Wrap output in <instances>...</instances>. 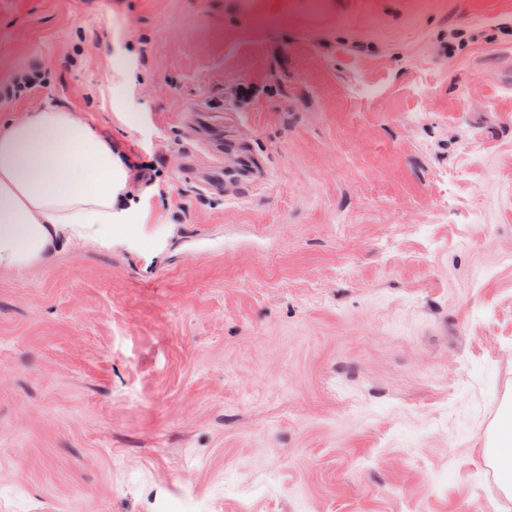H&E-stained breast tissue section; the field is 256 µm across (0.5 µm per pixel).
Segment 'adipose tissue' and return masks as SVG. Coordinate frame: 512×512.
Listing matches in <instances>:
<instances>
[{"label":"adipose tissue","mask_w":512,"mask_h":512,"mask_svg":"<svg viewBox=\"0 0 512 512\" xmlns=\"http://www.w3.org/2000/svg\"><path fill=\"white\" fill-rule=\"evenodd\" d=\"M140 207L121 152L76 113L47 104L0 120V269L41 263L75 238L123 237ZM489 448L512 497V407Z\"/></svg>","instance_id":"obj_1"}]
</instances>
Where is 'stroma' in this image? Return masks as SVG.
<instances>
[{
	"label": "stroma",
	"instance_id": "obj_1",
	"mask_svg": "<svg viewBox=\"0 0 512 512\" xmlns=\"http://www.w3.org/2000/svg\"><path fill=\"white\" fill-rule=\"evenodd\" d=\"M20 71L162 181L0 270V512H512V0H0ZM196 116L211 125L209 144L221 158L220 171L224 154V180L236 182L243 196L248 194L265 179V170L260 160L242 144L232 141L224 143L221 123L210 119L204 112L197 113ZM490 457L495 465L501 488L512 497V406L502 413L489 444Z\"/></svg>",
	"mask_w": 512,
	"mask_h": 512
}]
</instances>
